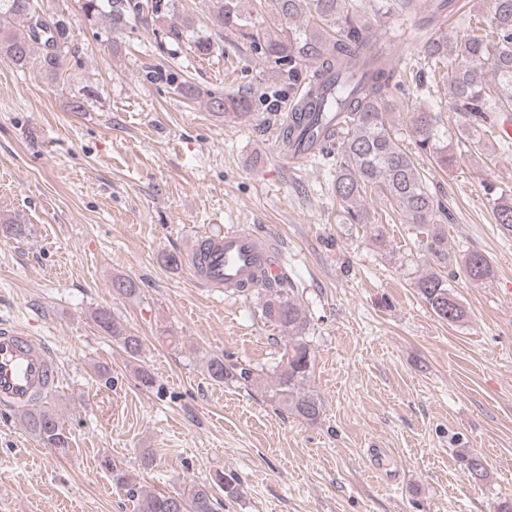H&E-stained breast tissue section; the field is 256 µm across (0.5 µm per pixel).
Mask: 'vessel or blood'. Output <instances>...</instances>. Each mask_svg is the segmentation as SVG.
<instances>
[{
	"mask_svg": "<svg viewBox=\"0 0 512 512\" xmlns=\"http://www.w3.org/2000/svg\"><path fill=\"white\" fill-rule=\"evenodd\" d=\"M190 267L203 287L219 290L256 278L272 282L286 276L272 243L254 234L229 230L201 239ZM59 377L56 359L35 337L16 327L0 328V407L26 409L39 404Z\"/></svg>",
	"mask_w": 512,
	"mask_h": 512,
	"instance_id": "vessel-or-blood-1",
	"label": "vessel or blood"
}]
</instances>
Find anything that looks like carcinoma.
Segmentation results:
<instances>
[{
    "label": "carcinoma",
    "instance_id": "cac0c4a2",
    "mask_svg": "<svg viewBox=\"0 0 512 512\" xmlns=\"http://www.w3.org/2000/svg\"><path fill=\"white\" fill-rule=\"evenodd\" d=\"M485 27L478 32L459 35L441 31L427 38L420 47L429 63L447 62L449 89L454 111L463 118L459 134L477 141L490 112L512 111V0H485ZM166 5L162 0H84L89 16L109 20L114 32L131 23L151 22L160 43L179 39L183 32L156 26ZM273 14L284 23L301 22L291 29L271 26L257 34L246 27L251 19L250 0H209L208 14L219 33L226 31L249 35L267 67L279 77L288 78V99L292 110L282 132V143L293 152L297 132L310 134L321 151L337 146L339 164L332 180V190L345 208L352 224H362L366 215L359 208L361 196L376 192L402 213L413 226L418 246L425 252L429 268L415 278V287L433 314L450 325L467 319L462 301L448 285L455 266L474 281L492 276L489 259L477 251L456 254L448 248L445 225L437 223L441 204L432 193L426 177L413 161L412 153L402 144V136L413 138L418 152L429 154L435 164L447 169L456 157L442 141L439 116L429 107H421L409 119L404 134L392 120L393 103L388 91L395 86V69L380 35L362 23L352 0H273ZM47 14L43 0H0V59L18 68L36 62L42 71L53 74L68 48L70 27L65 14L49 15L54 26L50 35L35 31L36 20ZM314 64L303 72L302 65ZM175 89L188 99H204L208 111L244 117L253 112L252 98L246 94H219L186 81ZM494 218L503 229L512 231V196L503 189L494 199ZM255 294L268 322L288 332L284 351L286 361L279 373L265 384L266 393L283 415H294L315 422L320 418L322 402L308 382L313 357L305 333L308 319L294 297V289L281 283L244 290ZM94 319L105 333L120 340L130 358L140 356V337L123 331L108 309H99ZM205 367L218 384L247 386L261 375L251 365L224 363V357L208 355ZM24 429L46 448L59 453L69 451L68 433L51 409L37 405L21 415ZM460 462L474 481L487 476V468L478 454H462ZM102 467L118 484L129 485L127 472L115 460L106 458ZM228 497L240 493L237 483L217 472L212 484L193 481L180 491L138 495V512H215L213 488Z\"/></svg>",
    "mask_w": 512,
    "mask_h": 512
}]
</instances>
